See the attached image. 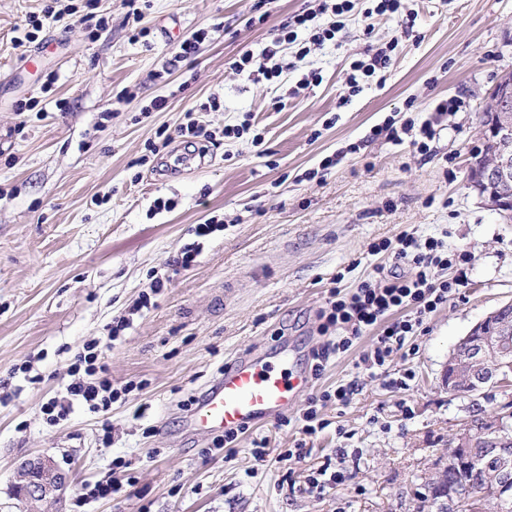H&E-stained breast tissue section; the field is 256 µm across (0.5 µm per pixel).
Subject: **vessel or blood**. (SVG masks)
<instances>
[{"instance_id":"1","label":"vessel or blood","mask_w":512,"mask_h":512,"mask_svg":"<svg viewBox=\"0 0 512 512\" xmlns=\"http://www.w3.org/2000/svg\"><path fill=\"white\" fill-rule=\"evenodd\" d=\"M290 358L255 357L226 367L189 418L191 428L220 432L243 428L287 410L306 386L303 373L288 368Z\"/></svg>"}]
</instances>
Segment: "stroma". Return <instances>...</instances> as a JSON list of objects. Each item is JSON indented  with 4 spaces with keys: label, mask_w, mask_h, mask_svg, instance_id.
<instances>
[{
    "label": "stroma",
    "mask_w": 512,
    "mask_h": 512,
    "mask_svg": "<svg viewBox=\"0 0 512 512\" xmlns=\"http://www.w3.org/2000/svg\"><path fill=\"white\" fill-rule=\"evenodd\" d=\"M257 0H149L146 40L132 42L122 0H100L109 18L97 36L74 17L47 20L50 45L36 67L15 29L40 13L43 0H0V512H19L11 495L17 464L52 457L73 483L58 512H431L415 490L448 460L449 441L473 415L512 404V387L477 394L448 392L442 374L470 328L512 303V223L480 203L468 181L483 147L482 115L501 76L512 72V0H403L412 31L374 15L373 0H356L336 42L312 51L302 71L319 85L288 98L282 110L264 83L228 67L258 48L269 27L302 0H274L266 25L250 27ZM214 25L179 94L156 79L177 39ZM396 42L384 84L365 81L345 108L347 70L368 45ZM302 71L289 74L297 82ZM53 93H46L48 78ZM220 112L201 111L210 95ZM169 96L165 111L141 117L147 99ZM462 98L459 111L434 117L432 102ZM44 111H18L26 100ZM64 100L57 110L55 100ZM112 118H104L105 109ZM193 112L214 129L251 116L241 138L199 141V159L179 164L181 138L155 165H138L158 128L175 130ZM438 120L429 156L410 143L367 142L385 118ZM262 134L267 157L257 155ZM354 144L336 167L321 160ZM314 179H304L308 170ZM170 211H155L156 198ZM223 219L222 230L196 239L195 225ZM403 231L470 252L472 261L441 270L459 292L427 315L410 355L395 354L387 371L414 377L407 388L364 378L348 405L320 406L329 425L304 434L311 398L356 375L373 331L311 375L324 336L321 312L333 277L350 290L374 274L396 270L373 242ZM201 252L187 269L168 263L188 243ZM171 281L134 315L118 340L106 327L128 312L153 277ZM98 341L114 386L130 385L105 412L75 408L47 424L41 411L64 394L68 367L83 345ZM295 356L308 385L285 419L249 426L230 448L221 434L191 431L187 420L224 367L252 355ZM42 376L29 383L20 368ZM268 454L258 460L257 441ZM303 447L304 456L280 460ZM122 488L109 499L88 491L113 473ZM344 467L347 480L313 488L310 476Z\"/></svg>",
    "instance_id": "1"
}]
</instances>
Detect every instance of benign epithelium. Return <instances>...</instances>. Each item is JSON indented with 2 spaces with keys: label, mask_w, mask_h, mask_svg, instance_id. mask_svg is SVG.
I'll list each match as a JSON object with an SVG mask.
<instances>
[{
  "label": "benign epithelium",
  "mask_w": 512,
  "mask_h": 512,
  "mask_svg": "<svg viewBox=\"0 0 512 512\" xmlns=\"http://www.w3.org/2000/svg\"><path fill=\"white\" fill-rule=\"evenodd\" d=\"M486 136L496 135L504 149L490 154L470 168L472 188L482 201L504 217L512 216V82L499 84L491 98ZM498 315L493 312L477 323L462 339L464 347L448 358L444 376L476 380L475 387H507L512 385V349L503 346L497 336L486 334L487 324ZM498 434L487 456L495 462L500 489L512 485V414L506 412L495 420ZM480 429L467 423L455 437L456 455L468 454V440ZM13 496L24 512H52L70 486L68 473L50 458H34L21 462L15 469Z\"/></svg>",
  "instance_id": "7a95c632"
}]
</instances>
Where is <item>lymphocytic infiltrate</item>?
Returning a JSON list of instances; mask_svg holds the SVG:
<instances>
[{"instance_id":"lymphocytic-infiltrate-1","label":"lymphocytic infiltrate","mask_w":512,"mask_h":512,"mask_svg":"<svg viewBox=\"0 0 512 512\" xmlns=\"http://www.w3.org/2000/svg\"><path fill=\"white\" fill-rule=\"evenodd\" d=\"M100 0H46L41 14L26 17L17 27L15 42L23 46L39 40L46 19L65 13L78 18L98 33L108 25V20L99 14ZM354 9V0H305L303 7L288 16L286 21L269 31L267 44L257 52L245 51L229 65L234 73L246 76L253 82H264L274 89H284L288 74L297 70L300 63L312 50L335 41L344 28V19ZM211 28L202 25L191 34L179 40L163 65L159 77L165 84H173L174 77L181 70L182 63L194 62L202 45L208 41ZM394 44L370 46L363 58L351 63L346 76L347 93L339 99L347 104L350 97L361 92V80L383 74L391 61ZM250 120L224 126L221 132H214L187 119L181 123L176 134L159 130L154 140L148 142L147 153L139 159L147 164L150 156L168 147L173 137L187 140L203 139L213 143L218 137L238 138L251 133ZM435 129L430 121L420 126H396L387 120L371 130L370 139L385 138L399 144L410 139L419 152H427L428 143L433 139ZM392 251L396 260L407 265L406 274L385 272L376 268L372 280L361 282L350 292L332 288L322 312L326 328L335 332L334 339L317 350L312 369L321 373L331 355L349 350L354 339L370 328L376 329L373 347L363 359L368 370H381L392 355L403 349L407 341L416 335L427 314L447 302L456 293L455 282L438 279V269L451 266L454 262L469 263L471 256L461 249H446L443 242L434 238L420 239L408 232H401L395 239L373 245V253ZM72 379L66 386V394L54 397L43 406L48 422L65 419L76 405L85 404L94 412L108 410L121 396L129 394L130 386L114 387L108 376V367L100 357L97 343L84 345L71 370Z\"/></svg>"}]
</instances>
